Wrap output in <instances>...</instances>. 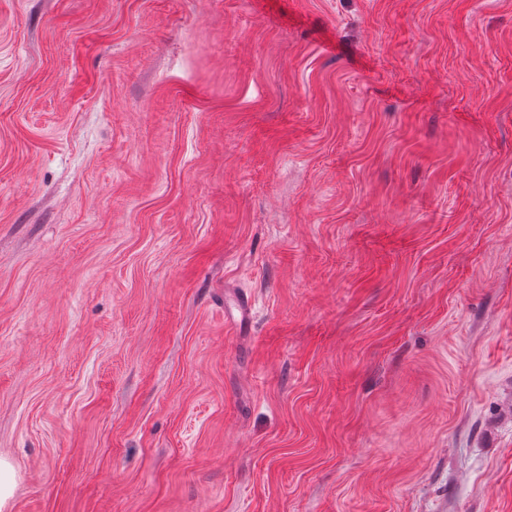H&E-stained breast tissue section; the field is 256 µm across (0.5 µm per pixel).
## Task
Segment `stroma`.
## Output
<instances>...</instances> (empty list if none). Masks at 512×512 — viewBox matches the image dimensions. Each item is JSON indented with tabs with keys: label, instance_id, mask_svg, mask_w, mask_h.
Instances as JSON below:
<instances>
[{
	"label": "stroma",
	"instance_id": "obj_1",
	"mask_svg": "<svg viewBox=\"0 0 512 512\" xmlns=\"http://www.w3.org/2000/svg\"><path fill=\"white\" fill-rule=\"evenodd\" d=\"M0 458L9 512H512V0H0ZM15 485V470L7 461L0 459V511L8 508Z\"/></svg>",
	"mask_w": 512,
	"mask_h": 512
}]
</instances>
